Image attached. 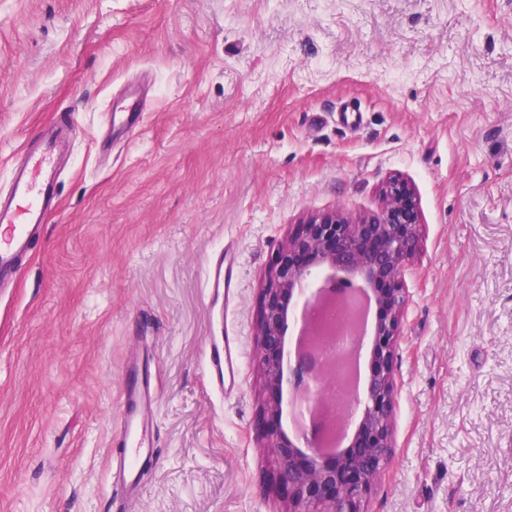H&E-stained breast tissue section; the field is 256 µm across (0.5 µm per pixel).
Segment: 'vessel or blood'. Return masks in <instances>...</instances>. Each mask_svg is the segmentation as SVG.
Masks as SVG:
<instances>
[{"label":"vessel or blood","mask_w":512,"mask_h":512,"mask_svg":"<svg viewBox=\"0 0 512 512\" xmlns=\"http://www.w3.org/2000/svg\"><path fill=\"white\" fill-rule=\"evenodd\" d=\"M142 112L132 108L114 113L109 123L113 136L129 135L141 125ZM73 113H60L50 132L35 146H25L10 158V183L0 195V281L12 280L35 243V233L48 212L57 204L59 146L75 133ZM210 288H223L226 299H233L232 265L225 256L209 264ZM238 347L236 337L208 341L203 348L205 367L216 388L224 386V360ZM123 371L127 382L120 394V415L115 435L116 449L110 455L112 487L125 498L138 495L143 463L155 457V388L149 362L144 355H130Z\"/></svg>","instance_id":"obj_1"}]
</instances>
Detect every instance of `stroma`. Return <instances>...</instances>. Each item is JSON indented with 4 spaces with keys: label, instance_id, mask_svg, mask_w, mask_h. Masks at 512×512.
<instances>
[{
    "label": "stroma",
    "instance_id": "stroma-1",
    "mask_svg": "<svg viewBox=\"0 0 512 512\" xmlns=\"http://www.w3.org/2000/svg\"><path fill=\"white\" fill-rule=\"evenodd\" d=\"M136 103L141 130L101 153L109 112ZM67 110L56 210L0 287V512H287L254 361L264 274L304 217L371 213L391 179L421 239L364 510L512 512V0H0V191ZM228 242L227 304L206 261ZM227 327L221 397L201 354ZM134 349L158 457L121 501Z\"/></svg>",
    "mask_w": 512,
    "mask_h": 512
}]
</instances>
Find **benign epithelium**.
Returning <instances> with one entry per match:
<instances>
[{
	"instance_id": "benign-epithelium-1",
	"label": "benign epithelium",
	"mask_w": 512,
	"mask_h": 512,
	"mask_svg": "<svg viewBox=\"0 0 512 512\" xmlns=\"http://www.w3.org/2000/svg\"><path fill=\"white\" fill-rule=\"evenodd\" d=\"M421 235L418 209L408 185L388 182L379 209L357 221L339 212L312 216L288 236L263 281V311L257 326L256 358L270 398L263 415L272 422L263 447L274 457L289 512H362L361 504L382 479L392 448L397 378L394 364L406 306L405 268ZM316 271H326L336 287L357 281L382 311L370 345L372 370L363 397L347 400L352 434L347 443L323 447V426L315 420L303 434L304 449L274 424L282 416L276 398L283 379L318 402L325 372L310 358L284 364L288 301L304 291Z\"/></svg>"
}]
</instances>
